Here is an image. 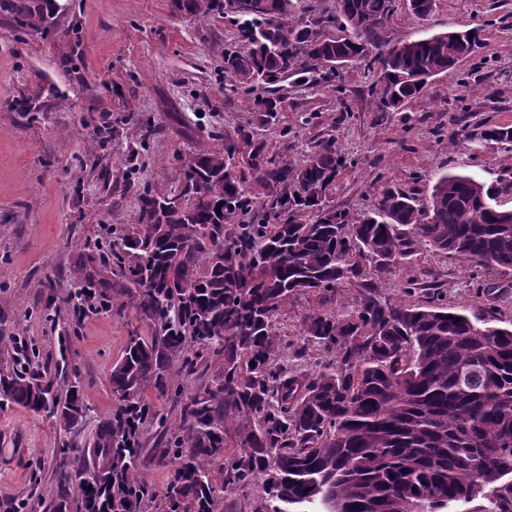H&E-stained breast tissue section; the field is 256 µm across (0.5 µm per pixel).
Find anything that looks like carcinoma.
<instances>
[{
  "mask_svg": "<svg viewBox=\"0 0 512 512\" xmlns=\"http://www.w3.org/2000/svg\"><path fill=\"white\" fill-rule=\"evenodd\" d=\"M298 0H179L186 16L221 15L237 28L224 50L229 92L272 119L274 85L321 86L364 61L376 71L379 105L403 110L431 81L472 56L477 30L450 29L392 50L386 33L395 0H335L330 12L295 17ZM58 0H0V19L20 33L54 29ZM375 54L366 57L365 46ZM464 137L512 142V126L482 123ZM344 159L324 139L288 163L241 131L219 149L188 157L179 193L141 190L135 223L101 248L132 284L120 304L154 327L130 335L110 373L116 408L96 422L91 462L63 457L53 512H141L139 475L145 387L168 390L177 370L196 369L189 349L223 357L182 406L160 453L173 467L164 512H214L227 480L261 483L265 512H444L490 489L487 512H512V327L496 310L478 321L434 300L409 278L404 296L377 294L388 276L429 248L512 274V224L487 186L442 173L428 196L394 184L371 207L328 205ZM359 289L349 314L315 312L307 343L331 359L310 378L287 372L275 315L300 295ZM52 417L66 430L90 413L77 380L53 382L0 360V409ZM237 426L242 450L224 455Z\"/></svg>",
  "mask_w": 512,
  "mask_h": 512,
  "instance_id": "1",
  "label": "carcinoma"
}]
</instances>
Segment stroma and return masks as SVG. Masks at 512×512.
Here are the masks:
<instances>
[{
    "label": "stroma",
    "instance_id": "35a3bbf8",
    "mask_svg": "<svg viewBox=\"0 0 512 512\" xmlns=\"http://www.w3.org/2000/svg\"><path fill=\"white\" fill-rule=\"evenodd\" d=\"M58 28L20 33L0 21V330L21 338L28 372L64 384L79 377L91 418L65 431L46 415L12 405L0 409V512H52L60 456L82 460L96 418L115 406L109 375L131 333L153 328L119 306L73 315L71 293L87 276L113 293L127 282L101 267L90 247L104 230L132 224L142 187L179 190V171L192 154L218 148L238 129L268 153L292 162L315 141L334 138L349 160L329 193L331 205L356 213L369 207L378 178L424 190V177L464 173L498 184L512 162V143L467 141L449 148L445 137L471 123L512 126V0H436L426 20L395 0L390 39H419L450 28L481 27L476 56L438 76L401 112L378 107L373 73L365 64L342 68L344 93L290 81L280 86L285 109L265 121L240 97L226 96L224 49L236 29L224 18H193L172 0H62ZM145 143L129 139L131 127ZM439 284L446 302L471 318L500 310L512 318V275L463 258L430 252L414 256L379 293L397 299L407 278ZM347 287L302 295L279 309L277 331L287 368L314 374L327 363L313 349L302 358L304 320L312 310L342 313L357 304ZM68 333L65 372H57V339ZM181 373L179 393L146 387L151 409L143 426L141 473L150 496L143 512H162L171 463L155 450L164 425L178 423L183 396L200 384Z\"/></svg>",
    "mask_w": 512,
    "mask_h": 512
}]
</instances>
